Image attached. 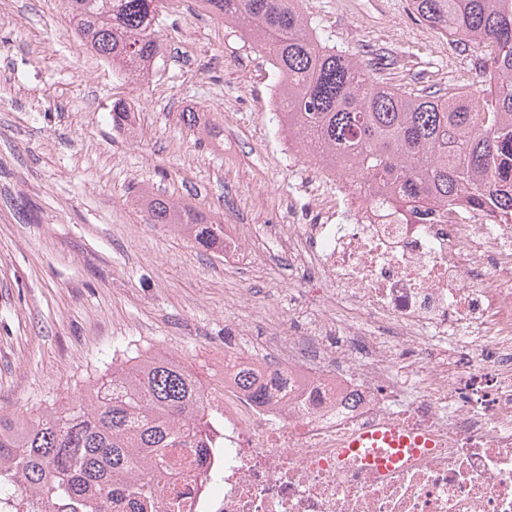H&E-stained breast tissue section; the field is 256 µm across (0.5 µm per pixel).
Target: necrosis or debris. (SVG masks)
I'll return each mask as SVG.
<instances>
[{"label":"necrosis or debris","instance_id":"1","mask_svg":"<svg viewBox=\"0 0 512 512\" xmlns=\"http://www.w3.org/2000/svg\"><path fill=\"white\" fill-rule=\"evenodd\" d=\"M352 168H324L315 224H274L281 259L315 289L292 322L283 294L251 322L270 349L258 376L288 388L260 406L216 395L222 445L179 486L175 512H512V224L470 206L435 224L377 207ZM397 422L432 436L392 466L341 442Z\"/></svg>","mask_w":512,"mask_h":512}]
</instances>
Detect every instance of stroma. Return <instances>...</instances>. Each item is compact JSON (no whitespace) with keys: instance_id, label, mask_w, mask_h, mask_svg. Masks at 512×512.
I'll return each mask as SVG.
<instances>
[{"instance_id":"1","label":"stroma","mask_w":512,"mask_h":512,"mask_svg":"<svg viewBox=\"0 0 512 512\" xmlns=\"http://www.w3.org/2000/svg\"><path fill=\"white\" fill-rule=\"evenodd\" d=\"M299 0L322 38L408 81L469 84L480 49L455 44L407 0ZM68 0H0V412L34 416L71 403L112 360L168 353L213 384L224 325L274 290L275 241L262 263L223 257L151 224L148 190L228 224L314 223L294 209L318 180L277 132L273 69L200 0H172L165 52L147 81L113 77L75 32ZM137 111L112 127V103ZM199 116L197 128L182 113ZM278 279V280H279Z\"/></svg>"}]
</instances>
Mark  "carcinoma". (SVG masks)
I'll return each instance as SVG.
<instances>
[{
    "mask_svg": "<svg viewBox=\"0 0 512 512\" xmlns=\"http://www.w3.org/2000/svg\"><path fill=\"white\" fill-rule=\"evenodd\" d=\"M165 0H69L76 31L95 54L135 79L164 51ZM240 25L270 58L278 123L319 161L357 170L424 224L438 209L474 202L512 216V0H410L414 17L452 42L484 51L478 87L389 85L355 53L324 43L298 0H203ZM124 101L112 126L129 124ZM149 223L179 227L224 253V224L143 192ZM232 379L253 401L270 399L245 361ZM224 422L211 394L173 357L137 355L112 367L72 404L32 418L0 414V512H158L165 485L182 477L175 448L212 447Z\"/></svg>",
    "mask_w": 512,
    "mask_h": 512,
    "instance_id": "obj_1",
    "label": "carcinoma"
}]
</instances>
